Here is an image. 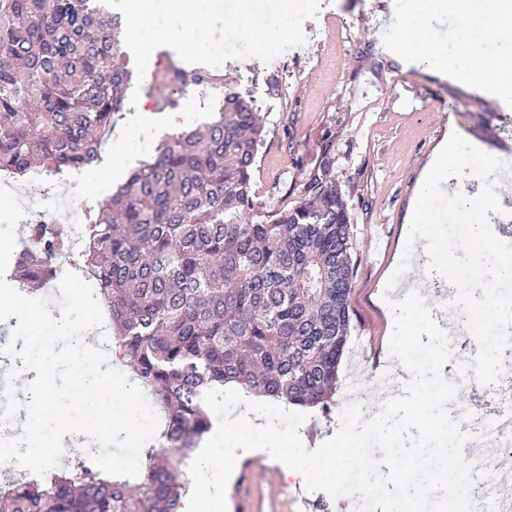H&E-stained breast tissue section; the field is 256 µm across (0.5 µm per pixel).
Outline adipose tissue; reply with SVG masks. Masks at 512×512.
<instances>
[{
    "mask_svg": "<svg viewBox=\"0 0 512 512\" xmlns=\"http://www.w3.org/2000/svg\"><path fill=\"white\" fill-rule=\"evenodd\" d=\"M481 14L477 24L467 23L469 14ZM452 16L462 26L454 40L439 36L435 19ZM399 47L415 54L428 66L464 74L491 102L512 99V0H405L404 12L389 25ZM498 53H491V46ZM500 165L496 157L473 139L449 134L438 145L419 186L412 224L407 236L415 241L423 225L432 223L431 195L451 192L464 202L465 227L458 254L449 256V269L479 264L494 251V244L484 231L482 213L494 206L501 186ZM483 186V194L473 193V186ZM512 279V260L500 258L487 266L483 278L461 282L451 279L454 293L468 296L472 316L483 314L491 301L484 290L485 279Z\"/></svg>",
    "mask_w": 512,
    "mask_h": 512,
    "instance_id": "ef3b65f1",
    "label": "adipose tissue"
}]
</instances>
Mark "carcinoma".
I'll list each match as a JSON object with an SVG mask.
<instances>
[{
	"mask_svg": "<svg viewBox=\"0 0 512 512\" xmlns=\"http://www.w3.org/2000/svg\"><path fill=\"white\" fill-rule=\"evenodd\" d=\"M120 17L95 0H0V170H82L100 160L132 81ZM203 80L175 66L179 92ZM264 121L224 91L203 126L173 133L89 213L82 268L107 304L113 355L163 413L162 449L137 483L84 458L17 476L0 512H181L185 468L212 426L203 400L237 383L306 407L336 391L355 273L351 218L323 157L304 200L267 207L253 191ZM9 278L25 289L67 247L55 224L27 226Z\"/></svg>",
	"mask_w": 512,
	"mask_h": 512,
	"instance_id": "cac0c4a2",
	"label": "carcinoma"
}]
</instances>
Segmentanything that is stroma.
<instances>
[{"instance_id":"35a3bbf8","label":"stroma","mask_w":512,"mask_h":512,"mask_svg":"<svg viewBox=\"0 0 512 512\" xmlns=\"http://www.w3.org/2000/svg\"><path fill=\"white\" fill-rule=\"evenodd\" d=\"M402 7L403 0H322L317 18L304 23L305 46L268 63L246 58L200 68L206 77L218 72L225 85L252 95L262 109L266 140L253 177L260 202L299 205L310 168L325 154L346 194L356 265L351 321L333 400L306 409L300 427L311 450L336 432L347 402H377L372 382L382 371H391L397 385L407 381L390 355L393 316L384 284L406 242L407 216L436 146L454 130L512 155V100L490 102L464 79L403 53L380 27ZM222 99L208 79L190 87L178 108L161 111L165 134L181 128L188 110L208 120ZM433 209L441 217L440 237L419 251L432 274L458 248L462 228L457 198L434 197ZM250 462L241 454L240 487L286 486L282 512H351L348 498L307 491L302 476L285 475L276 460H265L264 470L253 473Z\"/></svg>"}]
</instances>
